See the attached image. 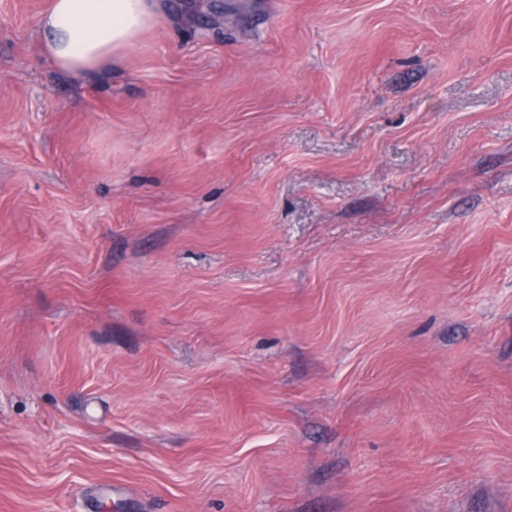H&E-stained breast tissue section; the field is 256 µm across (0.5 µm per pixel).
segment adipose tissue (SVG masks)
<instances>
[{
	"label": "adipose tissue",
	"mask_w": 512,
	"mask_h": 512,
	"mask_svg": "<svg viewBox=\"0 0 512 512\" xmlns=\"http://www.w3.org/2000/svg\"><path fill=\"white\" fill-rule=\"evenodd\" d=\"M157 0H50L41 24L48 55L85 79L111 72L157 19Z\"/></svg>",
	"instance_id": "obj_1"
}]
</instances>
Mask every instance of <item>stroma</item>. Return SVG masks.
<instances>
[{"label":"stroma","mask_w":512,"mask_h":512,"mask_svg":"<svg viewBox=\"0 0 512 512\" xmlns=\"http://www.w3.org/2000/svg\"><path fill=\"white\" fill-rule=\"evenodd\" d=\"M0 0V512H512V0H159L106 77Z\"/></svg>","instance_id":"stroma-1"}]
</instances>
